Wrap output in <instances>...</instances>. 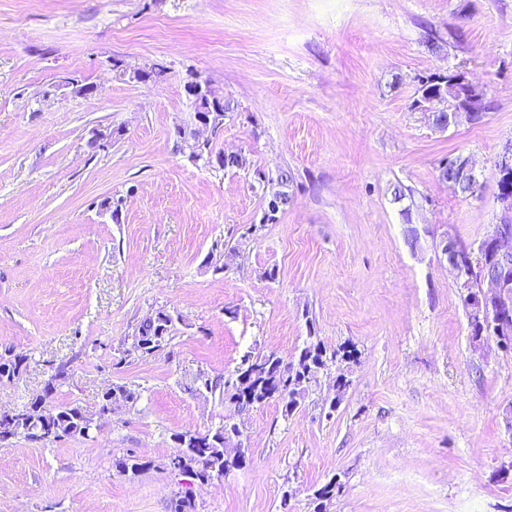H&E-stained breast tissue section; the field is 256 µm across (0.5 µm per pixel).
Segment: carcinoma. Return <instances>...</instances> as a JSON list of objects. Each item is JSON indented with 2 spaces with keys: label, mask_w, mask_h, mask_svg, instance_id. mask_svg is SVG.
I'll return each mask as SVG.
<instances>
[{
  "label": "carcinoma",
  "mask_w": 512,
  "mask_h": 512,
  "mask_svg": "<svg viewBox=\"0 0 512 512\" xmlns=\"http://www.w3.org/2000/svg\"><path fill=\"white\" fill-rule=\"evenodd\" d=\"M281 205L276 209H267L262 223L252 225L260 230L262 224L276 220L277 214L288 209L292 197L286 191L279 192ZM461 259L471 270L473 283H478L485 269H495L498 265L493 252L484 250L481 255L461 253ZM478 304L477 294L462 299V305L469 318L471 336L474 340L482 339L481 323L474 312ZM176 320L164 311L143 320L136 329L132 342L124 350L127 356H150L167 347L174 339ZM358 359L357 349L350 344L327 347L316 335L314 328H309L308 336L301 348L289 357L283 358L275 352L247 354L241 360L235 373L228 377L213 378L206 374L193 378L186 390L194 396L219 394L224 403L229 405L239 416L238 426L244 425V418L251 410L270 401L282 404L285 415H290L305 404L306 399L320 385L321 376L330 364L336 365L335 387L349 388L350 374ZM25 367L24 358L16 355L10 359L0 354V382L11 381L19 376ZM64 375L63 367H58L51 375L44 392L36 396L24 409L0 428V446L11 445L16 440L37 433H53V441L59 442L75 436H84L82 420L83 407L69 403L57 407L53 414L57 418L55 429L50 431L42 422L46 399L54 390V383ZM137 395L122 385H114L102 396L101 406L106 407L122 401L133 404ZM176 451L168 458V469L187 474L189 477L199 475L213 476L218 481L224 477V468H235L242 462L235 457L236 449L224 446V426H219L205 433L185 431L174 436ZM151 465V461L130 455L118 462L124 473L136 474ZM336 498V479L332 478L311 494L312 512H327V506Z\"/></svg>",
  "instance_id": "obj_1"
}]
</instances>
